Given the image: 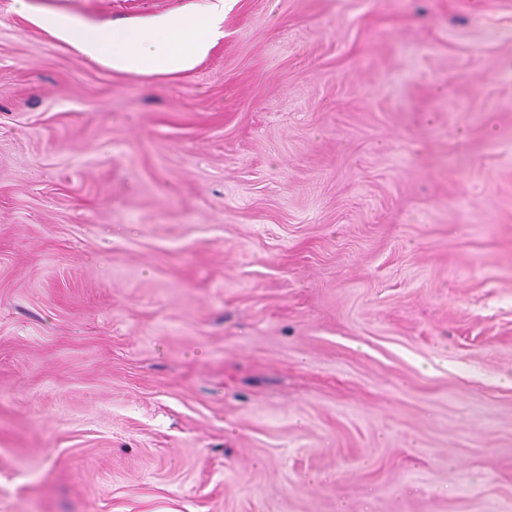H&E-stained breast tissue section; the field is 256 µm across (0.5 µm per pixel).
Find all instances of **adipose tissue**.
Instances as JSON below:
<instances>
[{
  "instance_id": "1",
  "label": "adipose tissue",
  "mask_w": 512,
  "mask_h": 512,
  "mask_svg": "<svg viewBox=\"0 0 512 512\" xmlns=\"http://www.w3.org/2000/svg\"><path fill=\"white\" fill-rule=\"evenodd\" d=\"M232 0H181L159 14L104 25L34 0L14 10L85 61L117 73L177 77L196 67L224 37Z\"/></svg>"
}]
</instances>
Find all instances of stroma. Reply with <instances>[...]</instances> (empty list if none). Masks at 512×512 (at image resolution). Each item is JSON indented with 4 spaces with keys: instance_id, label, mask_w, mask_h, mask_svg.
<instances>
[{
    "instance_id": "1",
    "label": "stroma",
    "mask_w": 512,
    "mask_h": 512,
    "mask_svg": "<svg viewBox=\"0 0 512 512\" xmlns=\"http://www.w3.org/2000/svg\"><path fill=\"white\" fill-rule=\"evenodd\" d=\"M12 5L0 512H512V0H234L175 79Z\"/></svg>"
}]
</instances>
